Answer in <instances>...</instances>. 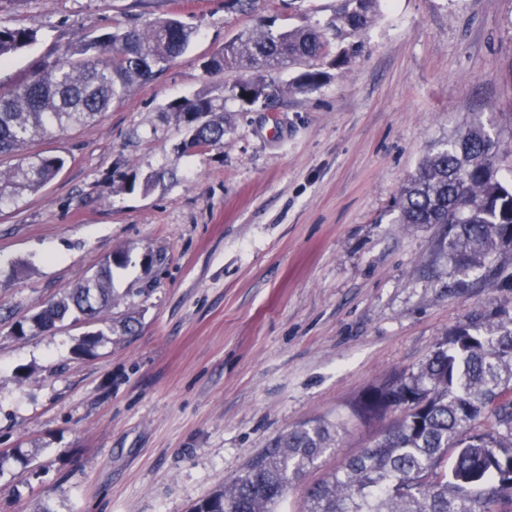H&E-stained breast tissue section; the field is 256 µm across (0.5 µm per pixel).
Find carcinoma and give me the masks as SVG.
<instances>
[{"label":"carcinoma","instance_id":"obj_1","mask_svg":"<svg viewBox=\"0 0 512 512\" xmlns=\"http://www.w3.org/2000/svg\"><path fill=\"white\" fill-rule=\"evenodd\" d=\"M382 0H339L332 22L272 31L264 23L203 63L206 72L246 69L254 77L233 87L247 105L293 91L315 89L330 78L310 68L293 81L280 74L293 64L329 59L340 72L364 48L363 37ZM196 29L175 18L143 27L83 34L60 56L41 60L28 78L0 90V155L28 142L86 125L154 69L185 53ZM35 40L20 27L0 26V63ZM167 111L199 113L184 147L224 146V98L199 94ZM498 142L479 124L435 145L419 163L397 201L399 222L436 227V246L452 273L481 272L495 252L512 247V183L502 182L494 159ZM65 161L34 153L0 173V211L52 182ZM64 290L23 323L50 333L70 315L96 319L114 301L112 266ZM398 413L380 438L320 484L306 489L302 512H500L512 505V314L462 321L448 329L417 371L367 390L351 406L363 422ZM336 441V426L309 421L273 439L229 483L190 512H278L293 483L303 480Z\"/></svg>","mask_w":512,"mask_h":512}]
</instances>
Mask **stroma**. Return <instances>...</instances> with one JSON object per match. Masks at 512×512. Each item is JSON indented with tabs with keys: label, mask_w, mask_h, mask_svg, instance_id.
<instances>
[{
	"label": "stroma",
	"mask_w": 512,
	"mask_h": 512,
	"mask_svg": "<svg viewBox=\"0 0 512 512\" xmlns=\"http://www.w3.org/2000/svg\"><path fill=\"white\" fill-rule=\"evenodd\" d=\"M335 9L0 0V23L37 34L0 66L5 91L82 34L167 16L198 29L97 121L25 147L65 165L0 213V512H190L271 439L341 418L308 476L322 481L387 427L349 416L369 387L417 370L459 322L512 312V247L458 282L435 228L395 206L427 150L474 123L512 178V0H384L363 57L271 112L232 96L248 71L202 68L258 22ZM198 93L224 99L223 147L183 148L167 106ZM121 249L133 264L100 320L14 335Z\"/></svg>",
	"instance_id": "obj_1"
}]
</instances>
